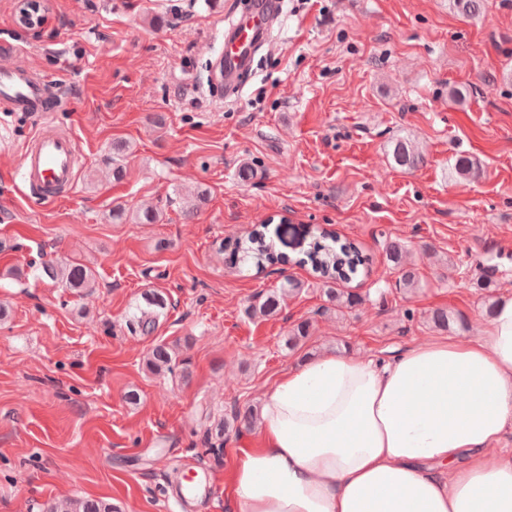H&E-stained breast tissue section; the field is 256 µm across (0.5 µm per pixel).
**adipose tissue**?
I'll list each match as a JSON object with an SVG mask.
<instances>
[{
  "label": "adipose tissue",
  "instance_id": "obj_1",
  "mask_svg": "<svg viewBox=\"0 0 512 512\" xmlns=\"http://www.w3.org/2000/svg\"><path fill=\"white\" fill-rule=\"evenodd\" d=\"M512 299L480 336L302 361L265 392L236 512H512Z\"/></svg>",
  "mask_w": 512,
  "mask_h": 512
}]
</instances>
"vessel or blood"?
I'll return each instance as SVG.
<instances>
[{"mask_svg": "<svg viewBox=\"0 0 512 512\" xmlns=\"http://www.w3.org/2000/svg\"><path fill=\"white\" fill-rule=\"evenodd\" d=\"M276 0H253V5L235 16L224 32V52L217 71L227 93L241 88L240 79L249 70L253 55L266 40L275 17ZM17 48L0 43V106L11 112L49 114L59 102L50 94L45 78L29 75L12 62ZM78 148L72 136L42 128L21 155L20 169L32 196L54 201L75 188Z\"/></svg>", "mask_w": 512, "mask_h": 512, "instance_id": "b4317fda", "label": "vessel or blood"}]
</instances>
